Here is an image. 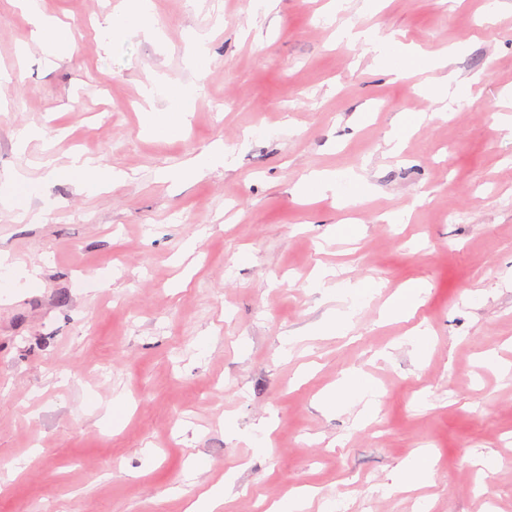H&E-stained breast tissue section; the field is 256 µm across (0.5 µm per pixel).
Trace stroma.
<instances>
[{
    "label": "stroma",
    "instance_id": "stroma-1",
    "mask_svg": "<svg viewBox=\"0 0 512 512\" xmlns=\"http://www.w3.org/2000/svg\"><path fill=\"white\" fill-rule=\"evenodd\" d=\"M40 2L77 50L47 59L0 0V179L57 203L41 223L0 211V250L41 270L0 302V512H185L220 481L223 512L299 487L307 512H512V0H153L154 32L120 38L119 0ZM346 23L423 58L388 73ZM157 81L198 88L179 137L144 130ZM417 113L392 156L387 133ZM29 127L46 136L19 150ZM219 143L231 166L161 179ZM74 151L127 180L78 191ZM312 170L341 190L303 201ZM321 265L379 286L347 335L318 331L340 308L310 286ZM417 282V308L387 316ZM351 366L382 394L365 420L325 402ZM423 449L427 484L405 477ZM209 39V32L201 31L196 33L192 39L188 51V64L197 73H203L207 63L206 43Z\"/></svg>",
    "mask_w": 512,
    "mask_h": 512
}]
</instances>
